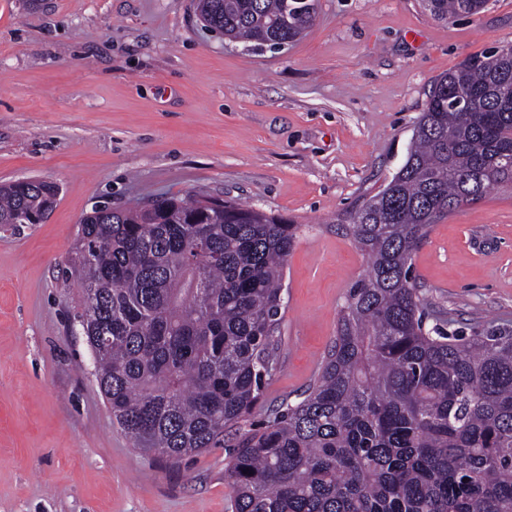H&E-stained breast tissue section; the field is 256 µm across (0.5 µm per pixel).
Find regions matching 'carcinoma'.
I'll return each instance as SVG.
<instances>
[{
	"label": "carcinoma",
	"instance_id": "cac0c4a2",
	"mask_svg": "<svg viewBox=\"0 0 512 512\" xmlns=\"http://www.w3.org/2000/svg\"><path fill=\"white\" fill-rule=\"evenodd\" d=\"M446 20L487 0H426ZM230 41H297L317 0H196ZM512 182V52L437 79L404 163L343 229L366 257L317 377L255 419L277 370L299 226L168 196L91 209L63 270L112 416L172 463L227 442L233 512H512V330L426 328L412 256L433 224ZM46 181L0 186V226L39 224Z\"/></svg>",
	"mask_w": 512,
	"mask_h": 512
}]
</instances>
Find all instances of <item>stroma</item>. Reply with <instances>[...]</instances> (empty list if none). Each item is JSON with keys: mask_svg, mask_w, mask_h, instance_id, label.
Masks as SVG:
<instances>
[{"mask_svg": "<svg viewBox=\"0 0 512 512\" xmlns=\"http://www.w3.org/2000/svg\"><path fill=\"white\" fill-rule=\"evenodd\" d=\"M512 46V0H319L283 48L206 30L195 0H0V184L45 180L0 229V512H231L217 446L171 464L112 419L62 269L93 205L221 197L298 224L264 403L297 400L367 268L339 221L402 165L433 82ZM412 264L449 333L512 328V183L434 224ZM425 2L436 18L448 20L459 15L480 13L487 0H426ZM58 187L46 181H20L0 186V226L40 224L56 205Z\"/></svg>", "mask_w": 512, "mask_h": 512, "instance_id": "1", "label": "stroma"}]
</instances>
